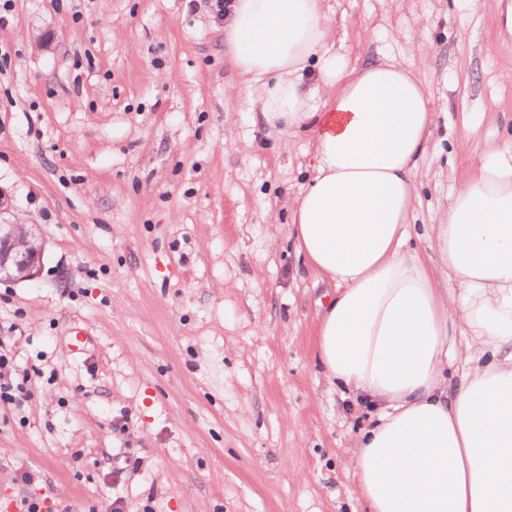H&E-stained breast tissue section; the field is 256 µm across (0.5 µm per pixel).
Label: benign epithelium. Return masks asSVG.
Listing matches in <instances>:
<instances>
[{
    "label": "benign epithelium",
    "instance_id": "1",
    "mask_svg": "<svg viewBox=\"0 0 512 512\" xmlns=\"http://www.w3.org/2000/svg\"><path fill=\"white\" fill-rule=\"evenodd\" d=\"M10 197L0 187V282H22L41 271L45 243L36 225L10 220Z\"/></svg>",
    "mask_w": 512,
    "mask_h": 512
}]
</instances>
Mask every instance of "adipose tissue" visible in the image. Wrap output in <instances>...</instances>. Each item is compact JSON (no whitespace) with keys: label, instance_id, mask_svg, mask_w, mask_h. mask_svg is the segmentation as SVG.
Returning <instances> with one entry per match:
<instances>
[{"label":"adipose tissue","instance_id":"1","mask_svg":"<svg viewBox=\"0 0 512 512\" xmlns=\"http://www.w3.org/2000/svg\"><path fill=\"white\" fill-rule=\"evenodd\" d=\"M224 36L265 122L313 146L288 236L335 289L318 365L377 409L346 462L362 512H512V151L449 196L427 265L404 246L436 126L423 59L350 65L324 0H233Z\"/></svg>","mask_w":512,"mask_h":512}]
</instances>
